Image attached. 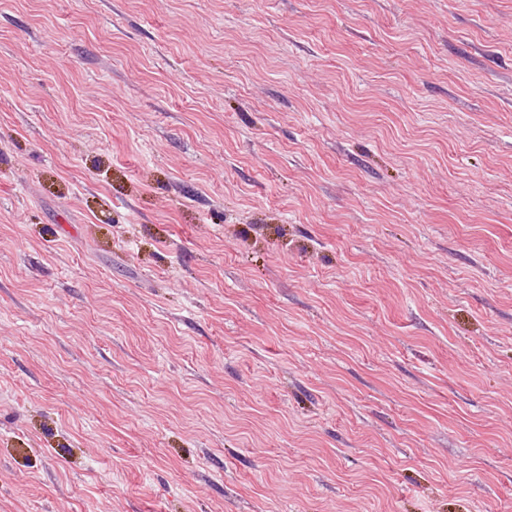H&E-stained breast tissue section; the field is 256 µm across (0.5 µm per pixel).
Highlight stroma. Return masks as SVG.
<instances>
[{
    "label": "stroma",
    "instance_id": "stroma-1",
    "mask_svg": "<svg viewBox=\"0 0 512 512\" xmlns=\"http://www.w3.org/2000/svg\"><path fill=\"white\" fill-rule=\"evenodd\" d=\"M0 512H512V0H0Z\"/></svg>",
    "mask_w": 512,
    "mask_h": 512
}]
</instances>
